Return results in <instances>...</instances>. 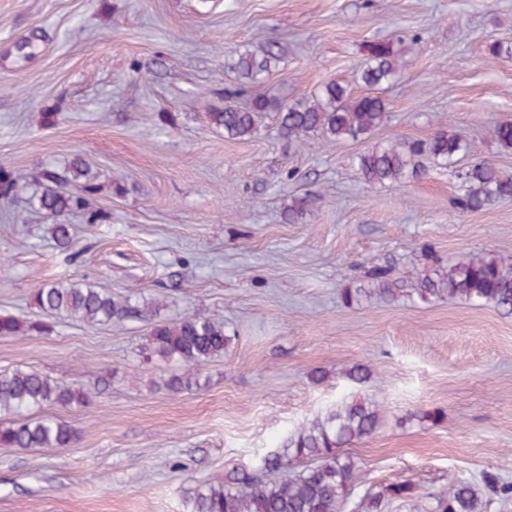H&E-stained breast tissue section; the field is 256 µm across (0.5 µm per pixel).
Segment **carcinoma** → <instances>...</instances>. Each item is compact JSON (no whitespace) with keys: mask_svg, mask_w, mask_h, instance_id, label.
<instances>
[{"mask_svg":"<svg viewBox=\"0 0 512 512\" xmlns=\"http://www.w3.org/2000/svg\"><path fill=\"white\" fill-rule=\"evenodd\" d=\"M360 80L368 93L352 96L339 82L325 84L313 95L281 101L262 89L263 80L286 55L278 42L247 48L238 54L235 68L242 79L239 91L247 102L238 106L232 96L224 106L208 113L211 127L224 131L231 139H248L259 134L267 114L277 117V135L288 145L299 143L310 133L321 135L329 144L367 139L387 119L385 102L379 90L399 73L400 63L394 39L368 40ZM17 58L27 61L38 54L39 44L32 39L15 46ZM491 136L498 147L512 149V122L494 124ZM467 147L458 135L438 131L428 140L397 139L363 151L352 163L364 181L372 186L390 187L410 176L425 174L420 159L453 166ZM461 177L466 193L457 200L463 211L477 212L487 205L512 199V174L481 160L471 163ZM25 176L0 166V199L9 200L22 188ZM39 192L32 199L35 208L52 221L56 246L68 251L72 245L71 225L59 218L79 212L86 224H104L109 212L92 203L99 191L91 167L79 156L58 169L45 166L33 175ZM81 182L77 193L68 190ZM306 199L293 198L284 204L283 219L295 223L304 215ZM418 299H460L479 307H490L512 315V263L492 253H464L444 264L431 258L412 281L397 278L376 267L365 279L341 289L347 307L375 303L395 304ZM44 319L22 321L11 314H0V337L48 334L54 323L71 319L88 327H120L129 320H145L156 315L159 305L143 297L114 294L88 277H75L46 283L36 295ZM234 337L216 318L184 316L156 321L141 349L145 363L176 362L196 369L224 356ZM355 385L372 377L371 369L355 363L342 372ZM90 393L33 369L0 370V447L66 448L77 437L66 421L52 416L32 417L46 406L88 407ZM377 402L359 393L346 396L324 413L295 430L283 444L261 458L263 469L277 474L262 479L240 466L225 471L224 480L196 485L186 498L187 512H341V506L356 487L366 483L356 457L348 451L354 443L374 434L380 424ZM483 487L458 480L448 489L430 492L412 482L370 486L354 502V512H384L387 504L398 500L418 507L423 499L433 500L432 512H483L482 489L503 500L512 499V483L502 482L483 472Z\"/></svg>","mask_w":512,"mask_h":512,"instance_id":"obj_1","label":"carcinoma"}]
</instances>
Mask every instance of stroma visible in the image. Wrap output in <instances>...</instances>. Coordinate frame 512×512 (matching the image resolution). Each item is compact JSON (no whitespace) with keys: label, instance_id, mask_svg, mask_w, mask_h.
I'll return each instance as SVG.
<instances>
[{"label":"stroma","instance_id":"obj_1","mask_svg":"<svg viewBox=\"0 0 512 512\" xmlns=\"http://www.w3.org/2000/svg\"><path fill=\"white\" fill-rule=\"evenodd\" d=\"M400 33L402 68L382 96L388 118L360 142L308 135L288 147L268 115L259 135L225 137L206 114L237 86L244 47L277 41L265 81L290 100L331 81L360 91L366 41ZM38 37L39 54L14 46ZM499 54H492V47ZM512 120V0H0V166L26 173L87 160L106 224L73 226L59 251L30 206L29 183L0 200V312L39 317L45 283L86 275L115 294L161 304L158 319L222 318L232 345L197 386L162 381L177 364L140 363L148 326L62 321L0 338V369L27 367L91 392L57 409L68 448L0 447V512H184L191 488L253 466L297 426L352 392L340 372L368 365L361 391L378 430L352 452L371 484L439 488L512 483V315L459 299L345 306L340 291L371 267L406 276L493 252L512 262V200L453 205V167L391 188L366 185L351 157L444 129L470 160L512 173L490 127ZM312 199L288 224L281 205ZM328 370L325 382L311 380ZM439 420H425L426 411Z\"/></svg>","mask_w":512,"mask_h":512}]
</instances>
